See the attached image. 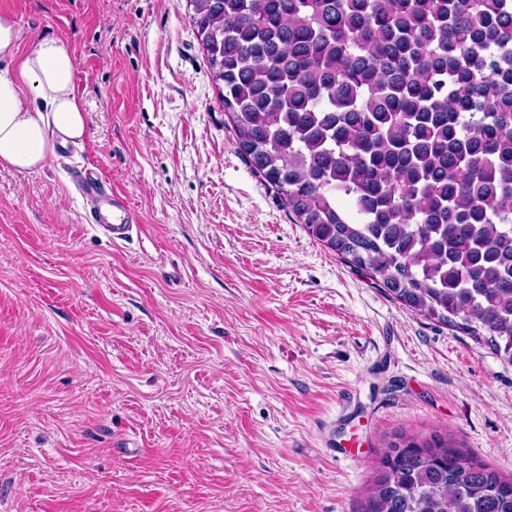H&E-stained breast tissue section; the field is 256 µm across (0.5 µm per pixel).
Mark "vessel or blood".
Listing matches in <instances>:
<instances>
[{"label":"vessel or blood","instance_id":"vessel-or-blood-1","mask_svg":"<svg viewBox=\"0 0 512 512\" xmlns=\"http://www.w3.org/2000/svg\"><path fill=\"white\" fill-rule=\"evenodd\" d=\"M73 180L79 191L94 201L90 223L98 225L113 242L126 240L139 223L127 197L107 186L100 174L92 169L75 171Z\"/></svg>","mask_w":512,"mask_h":512}]
</instances>
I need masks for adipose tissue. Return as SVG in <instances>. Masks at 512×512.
Listing matches in <instances>:
<instances>
[{
  "label": "adipose tissue",
  "mask_w": 512,
  "mask_h": 512,
  "mask_svg": "<svg viewBox=\"0 0 512 512\" xmlns=\"http://www.w3.org/2000/svg\"><path fill=\"white\" fill-rule=\"evenodd\" d=\"M21 40L17 22L0 15V167L30 172L85 136L87 114L64 44L45 39L24 54Z\"/></svg>",
  "instance_id": "ef3b65f1"
}]
</instances>
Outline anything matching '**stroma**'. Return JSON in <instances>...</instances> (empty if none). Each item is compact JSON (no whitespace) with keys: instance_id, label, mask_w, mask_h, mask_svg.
Segmentation results:
<instances>
[{"instance_id":"obj_1","label":"stroma","mask_w":512,"mask_h":512,"mask_svg":"<svg viewBox=\"0 0 512 512\" xmlns=\"http://www.w3.org/2000/svg\"><path fill=\"white\" fill-rule=\"evenodd\" d=\"M88 132L0 167V512H364L386 439L512 474V363L413 315L240 155L187 0H0ZM140 224L112 242L73 169Z\"/></svg>"}]
</instances>
